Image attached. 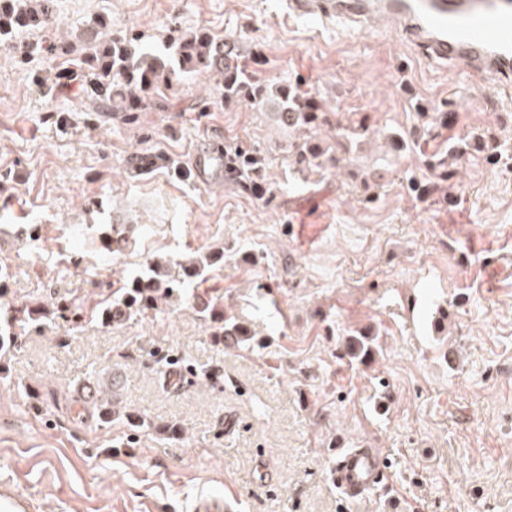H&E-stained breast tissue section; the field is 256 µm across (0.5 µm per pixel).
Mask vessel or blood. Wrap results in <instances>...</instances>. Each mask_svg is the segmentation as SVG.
<instances>
[{"instance_id":"vessel-or-blood-1","label":"vessel or blood","mask_w":512,"mask_h":512,"mask_svg":"<svg viewBox=\"0 0 512 512\" xmlns=\"http://www.w3.org/2000/svg\"><path fill=\"white\" fill-rule=\"evenodd\" d=\"M288 9L350 28L374 17L384 19L423 49L427 63L449 64L512 89V0H289ZM223 166V149L214 145L193 163L202 180ZM384 472L376 449L356 448L338 456L332 477L343 495L353 499L378 484Z\"/></svg>"}]
</instances>
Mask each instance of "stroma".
<instances>
[{"label": "stroma", "mask_w": 512, "mask_h": 512, "mask_svg": "<svg viewBox=\"0 0 512 512\" xmlns=\"http://www.w3.org/2000/svg\"><path fill=\"white\" fill-rule=\"evenodd\" d=\"M152 47L197 28L259 52L269 86L298 81L342 122L367 117L343 170L288 166V131L246 102L208 112L218 73L180 76L133 119L95 111L77 55L31 64L0 57V266L10 304L66 297L81 308L103 283L155 257L224 262L187 297L109 326L26 327L0 359V498L19 512H193L204 493L227 512H512V170L467 149L454 187L417 156L493 132L512 153V99L465 72L436 70L373 22L351 33L292 17L288 0H57L56 21L25 41L80 44L101 19ZM446 110L452 129L420 134L415 153L383 135ZM255 145L260 196L224 179L183 180L130 154L191 165L213 142ZM380 178L373 199L363 181ZM128 249L102 248L113 225ZM224 301L250 328L214 343L198 298ZM375 332L371 360L350 342ZM172 353L182 385L156 366ZM103 375L128 409L175 422V440H131L87 401ZM374 448L386 475L348 499L330 476L337 445Z\"/></svg>", "instance_id": "35a3bbf8"}]
</instances>
